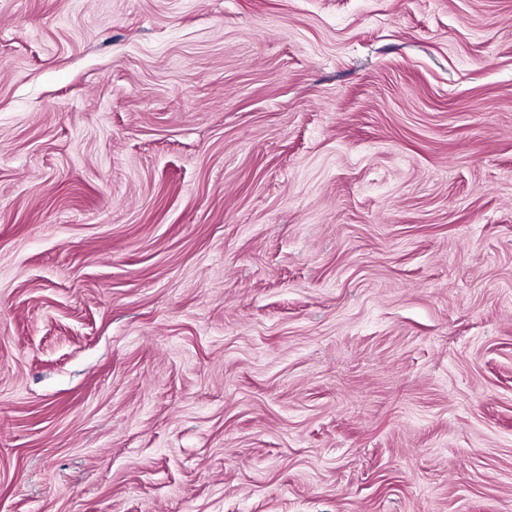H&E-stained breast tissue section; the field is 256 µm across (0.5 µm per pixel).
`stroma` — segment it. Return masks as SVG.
<instances>
[{"mask_svg": "<svg viewBox=\"0 0 512 512\" xmlns=\"http://www.w3.org/2000/svg\"><path fill=\"white\" fill-rule=\"evenodd\" d=\"M0 512H512V0H0Z\"/></svg>", "mask_w": 512, "mask_h": 512, "instance_id": "obj_1", "label": "stroma"}]
</instances>
